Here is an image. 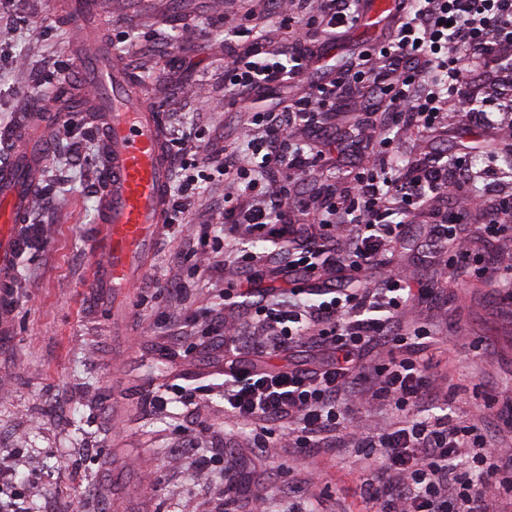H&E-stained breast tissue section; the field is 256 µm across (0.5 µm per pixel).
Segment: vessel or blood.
<instances>
[{"instance_id":"1","label":"vessel or blood","mask_w":512,"mask_h":512,"mask_svg":"<svg viewBox=\"0 0 512 512\" xmlns=\"http://www.w3.org/2000/svg\"><path fill=\"white\" fill-rule=\"evenodd\" d=\"M94 0H68L66 17L77 41L82 92L77 112L99 113L103 189L93 236L88 285L97 297L133 287L148 268L168 211L170 164L161 116L115 55L92 34ZM49 129L41 116L18 129L8 161L0 165V296H8L25 247L22 224L46 154Z\"/></svg>"}]
</instances>
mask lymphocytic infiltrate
<instances>
[{
  "label": "lymphocytic infiltrate",
  "mask_w": 512,
  "mask_h": 512,
  "mask_svg": "<svg viewBox=\"0 0 512 512\" xmlns=\"http://www.w3.org/2000/svg\"><path fill=\"white\" fill-rule=\"evenodd\" d=\"M471 56L491 61L497 81L512 89V0H401L376 53L359 55L339 77L312 84L288 111L252 113L246 123L248 160L224 148L207 156L224 176L226 205L217 208V216L250 242L296 234L290 217L312 216L319 232L289 253V270L311 276L323 263L354 278L404 240V217L421 210L428 197H446L451 217L428 213L434 250L468 262L479 243L494 242L512 226V198L486 207L485 193L493 185L469 190V167L462 158L407 160L404 179L379 175L375 163L364 162L352 187L340 194L327 190L318 209L284 179L322 158L309 146L290 142L289 125L322 132L344 82L365 83L388 95L386 112L358 130L362 139L386 150L403 133L447 128L454 97L474 79L467 65ZM313 57L301 41L283 57L254 46L225 66L224 82L231 92L261 93L305 76ZM241 194L258 201L233 208L232 199ZM431 294L416 286L410 272L394 268L371 287L296 286L282 296L249 283L225 294V308H249L258 330L245 334L228 317L210 323V334L223 337L229 348L250 337L257 349L287 360L276 369L225 360V415L253 430V446L261 455L273 445L305 453L341 443L378 449L365 489L366 501L378 505V512H499L505 494H512V447L491 443L477 423L451 414L459 395L431 371L427 327L407 334L399 319L403 309ZM377 403L400 412V420L362 431L354 423L357 414ZM271 426L281 430L274 443L266 437Z\"/></svg>",
  "instance_id": "f902f5d3"
}]
</instances>
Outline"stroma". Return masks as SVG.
<instances>
[{
    "mask_svg": "<svg viewBox=\"0 0 512 512\" xmlns=\"http://www.w3.org/2000/svg\"><path fill=\"white\" fill-rule=\"evenodd\" d=\"M248 36L224 39L218 0H99V37L120 58L161 114L168 137L198 126L231 148L254 108L247 95L225 97L224 66L253 43L288 46V30L268 0H235ZM0 21L15 35L0 44V132L18 115L34 113L30 92L67 95L79 76L70 52L73 31L59 0H10ZM385 25L362 23L340 40L316 31L329 58L378 45ZM492 93L478 81L447 129L418 142L393 144V156L422 149L471 154L474 167L512 166V145L487 124L469 119L470 101ZM71 135L51 134L29 209V244L18 263L11 303H0V503L19 512H224V496L265 498L267 512H365L361 485L372 458L365 448H339L297 457L278 448L257 458L246 428L224 418V348L196 314L224 313V292L244 279L225 258L224 242L201 229L215 223L224 179L201 182L183 212L165 226L155 259L138 288L103 307L89 298L94 259L92 228L102 162L95 114L73 115ZM185 254L183 264L173 261ZM437 299L413 314L431 332L432 369L460 391L455 413L483 420L496 443L512 444V303L493 284L417 268ZM184 283L183 314L170 319L158 288ZM166 400L154 407L156 396ZM203 427L200 455L213 458L210 479L197 481L181 433ZM238 458L240 476L225 491V457Z\"/></svg>",
    "mask_w": 512,
    "mask_h": 512,
    "instance_id": "stroma-1",
    "label": "stroma"
}]
</instances>
